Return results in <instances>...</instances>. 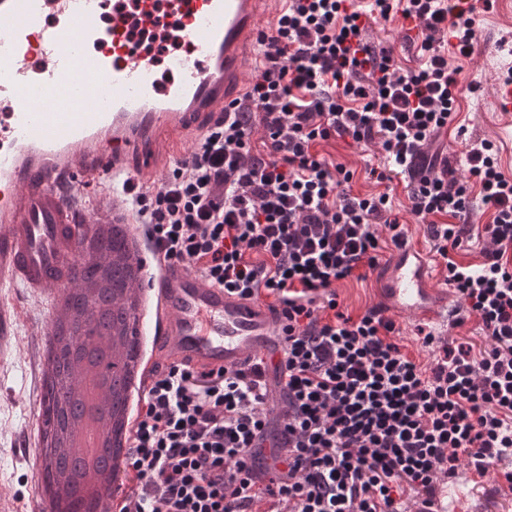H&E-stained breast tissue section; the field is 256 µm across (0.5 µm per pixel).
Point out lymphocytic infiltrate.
Instances as JSON below:
<instances>
[{"instance_id":"f902f5d3","label":"lymphocytic infiltrate","mask_w":512,"mask_h":512,"mask_svg":"<svg viewBox=\"0 0 512 512\" xmlns=\"http://www.w3.org/2000/svg\"><path fill=\"white\" fill-rule=\"evenodd\" d=\"M394 14L422 29L419 68L365 40ZM476 40L475 9L461 0H287L261 41L259 80L190 162L138 198L164 259L282 308L288 337L272 366L173 368L153 380L121 512H423L460 467L481 477L512 456V178L490 141L470 145L465 181L430 149L461 93L448 49L466 55ZM336 138L377 146L378 179L427 170L409 188L411 212L463 302L457 324L477 317L486 346L419 332L434 356L425 367L379 307L342 310L337 283L367 280L382 239L400 245L407 230L388 194L353 195L349 172L319 155ZM475 192L492 212L482 226L465 221ZM476 238L488 242L481 263L460 264ZM271 373L287 403L277 421ZM265 441L281 466L260 478L247 459Z\"/></svg>"}]
</instances>
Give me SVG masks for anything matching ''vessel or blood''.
<instances>
[{
  "label": "vessel or blood",
  "instance_id": "vessel-or-blood-1",
  "mask_svg": "<svg viewBox=\"0 0 512 512\" xmlns=\"http://www.w3.org/2000/svg\"><path fill=\"white\" fill-rule=\"evenodd\" d=\"M279 0H0V282L41 299L70 283L86 231V184L112 186V218L189 161L201 136L247 89L265 20ZM111 14H104V5ZM137 31L190 44L159 82L156 52L132 51ZM157 265L153 352L163 369L222 370L282 356L287 320L263 301L210 282L181 261ZM376 275L388 315L443 321L448 287L415 241L393 248ZM18 312L0 303V357L12 355ZM256 472L276 449H252Z\"/></svg>",
  "mask_w": 512,
  "mask_h": 512
}]
</instances>
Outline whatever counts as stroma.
Wrapping results in <instances>:
<instances>
[{
	"label": "stroma",
	"mask_w": 512,
	"mask_h": 512,
	"mask_svg": "<svg viewBox=\"0 0 512 512\" xmlns=\"http://www.w3.org/2000/svg\"><path fill=\"white\" fill-rule=\"evenodd\" d=\"M479 38L469 56L449 55L448 67L455 71L464 92L455 105V119L443 129L439 141L445 147L458 176H466V150L470 144L492 141L498 163L512 177V122L492 105L493 91L507 71L512 70V6L491 0L477 14ZM367 41L376 47L393 45L402 66L421 62L418 42L404 38L399 17L377 20L366 31ZM322 157L343 164L353 174L354 194L368 197L389 192L393 213L406 224L411 238L422 239L423 231L410 212L406 183L401 177L381 182L371 170L380 160L372 150L340 139L317 147ZM0 299L14 303L22 312L20 341L14 359L0 362V488L14 493L20 512H28L36 494L32 473L35 449L30 430L38 389L37 350L50 326L52 304L28 298L19 288H1ZM512 468V459L491 466L484 477L465 473L467 500L459 512H512V491L506 490L501 472Z\"/></svg>",
	"instance_id": "obj_1"
}]
</instances>
